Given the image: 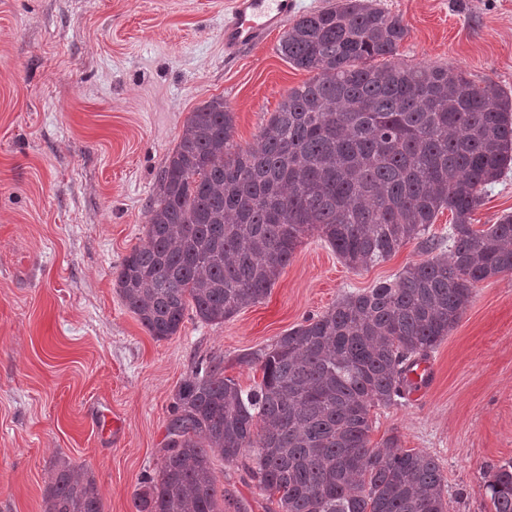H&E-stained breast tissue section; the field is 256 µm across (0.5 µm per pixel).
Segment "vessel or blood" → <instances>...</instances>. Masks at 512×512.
I'll return each instance as SVG.
<instances>
[{"label": "vessel or blood", "mask_w": 512, "mask_h": 512, "mask_svg": "<svg viewBox=\"0 0 512 512\" xmlns=\"http://www.w3.org/2000/svg\"><path fill=\"white\" fill-rule=\"evenodd\" d=\"M295 8V0H233L231 16L224 22L225 52L236 54L280 29Z\"/></svg>", "instance_id": "obj_1"}]
</instances>
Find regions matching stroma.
<instances>
[{
  "instance_id": "stroma-1",
  "label": "stroma",
  "mask_w": 512,
  "mask_h": 512,
  "mask_svg": "<svg viewBox=\"0 0 512 512\" xmlns=\"http://www.w3.org/2000/svg\"><path fill=\"white\" fill-rule=\"evenodd\" d=\"M407 29L397 59L448 66L512 95V0H373ZM232 0H0V512H45L54 465L91 475L106 512H135L156 474L173 397L220 356L249 389L241 354L318 316L348 292L428 260L418 242L348 268L308 233L268 296L221 324L186 314L154 339L116 284L146 241L159 173L185 118L214 97L235 144H256L286 92L310 77L279 52L282 31L228 56ZM512 213V171L472 214ZM430 384L373 408L370 443L398 436L434 456L448 512H490L487 471L512 460V274L479 282L459 324L429 355ZM119 421L102 432L100 415ZM227 501L274 512L241 467L214 459Z\"/></svg>"
}]
</instances>
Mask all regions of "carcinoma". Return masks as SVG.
<instances>
[{"instance_id":"carcinoma-1","label":"carcinoma","mask_w":512,"mask_h":512,"mask_svg":"<svg viewBox=\"0 0 512 512\" xmlns=\"http://www.w3.org/2000/svg\"><path fill=\"white\" fill-rule=\"evenodd\" d=\"M402 21L369 0L300 17L279 51L314 73L290 89L258 144H233L221 97L186 118L148 210L147 243L119 265L127 308L156 339L186 311L219 324L270 292L303 237L317 231L351 269L384 261L452 213L449 255L348 292L318 317L238 362L262 379L244 390L212 358L179 387L156 476L135 512H224L212 459L242 465L276 512H447L437 460L370 446V411L406 398L409 373L458 324L474 284L512 274V215L486 229L471 215L512 167V99L439 65L397 55ZM492 512H512V460L486 476ZM46 512H105L94 480L54 470Z\"/></svg>"}]
</instances>
